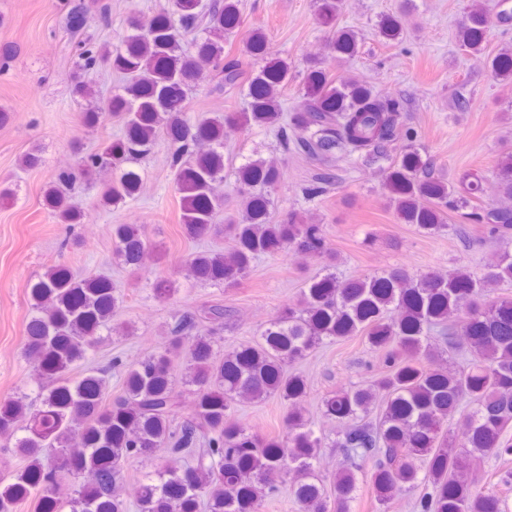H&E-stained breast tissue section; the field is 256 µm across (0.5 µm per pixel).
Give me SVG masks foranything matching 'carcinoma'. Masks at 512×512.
Returning <instances> with one entry per match:
<instances>
[{
  "instance_id": "cac0c4a2",
  "label": "carcinoma",
  "mask_w": 512,
  "mask_h": 512,
  "mask_svg": "<svg viewBox=\"0 0 512 512\" xmlns=\"http://www.w3.org/2000/svg\"><path fill=\"white\" fill-rule=\"evenodd\" d=\"M344 0H317L321 23L334 27ZM93 7L111 15L103 0H75L69 24L79 33ZM470 24L460 47L482 58L483 31L507 23L472 0ZM240 24L239 0H161L149 24L128 18L126 34L109 46L78 41L77 66L109 65L122 75V92L108 98L75 78L76 95L90 100L83 123L115 119L123 135L102 150L78 156L45 191L60 224H78L82 212L71 189L77 176L108 173L105 205L118 208L139 193L141 177L128 164L165 138L180 194L181 228L198 238L216 227L224 206V128L278 125L285 147L324 165L338 155L382 159L403 143L385 173L389 203L404 224L424 235L448 228L454 214L484 227L488 237L512 238V150L503 149L494 179L495 200L479 201L484 175L475 170L456 188L434 177L405 127L400 103L383 100L366 82H336L319 59L306 61L300 104L282 119L288 62L277 57L256 28L244 42L255 61L251 74L225 49V36ZM388 41L402 38L399 21L378 25ZM358 32L337 31L336 58L358 51ZM484 59V58H482ZM497 79H512V54L503 49L484 59ZM220 90L247 86L242 112L192 113L187 101L200 82ZM244 208L224 219L232 245L184 260L186 279L234 288L260 256L301 253L321 264L296 302L266 323L259 338L225 348L215 339L226 307L203 303L165 329L155 352L129 363L121 392L106 400L103 370L88 367L77 379L71 368L87 358L102 331L129 335L112 325L122 297L101 274L76 278L48 267L30 287L32 317L24 357L33 398L20 393L0 401V512H15L30 497L38 512H128L121 494L127 468L161 462L138 486V512H262L265 501L288 485L300 512H352L358 476L370 473L375 512L391 498L416 492L418 512H507L506 497L478 486L471 473L489 460L512 455V251H501L480 276L464 268L448 273L403 267L352 279L336 275V253L324 226L297 213L276 219L272 194L282 172L261 157L236 168ZM113 254L133 273L156 246L138 224L112 226ZM156 295L172 298L176 281L158 278ZM362 336L383 356L382 372L321 400L323 422L341 426L335 439L302 413L306 377L291 366L323 345ZM468 347L467 361L453 367L442 354ZM193 396L192 413L180 416L174 392ZM276 398L286 406L282 430L254 431L238 417L244 403ZM342 450L347 464L334 474L319 471L322 449Z\"/></svg>"
}]
</instances>
